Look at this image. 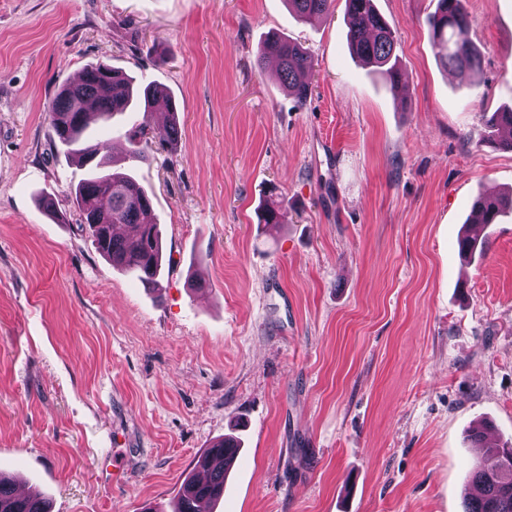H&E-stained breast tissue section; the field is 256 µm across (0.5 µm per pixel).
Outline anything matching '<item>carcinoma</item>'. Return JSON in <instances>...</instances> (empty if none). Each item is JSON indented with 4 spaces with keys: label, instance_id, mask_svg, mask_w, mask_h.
<instances>
[{
    "label": "carcinoma",
    "instance_id": "obj_1",
    "mask_svg": "<svg viewBox=\"0 0 512 512\" xmlns=\"http://www.w3.org/2000/svg\"><path fill=\"white\" fill-rule=\"evenodd\" d=\"M288 8L305 21L328 13L332 0H285ZM347 37L351 51L363 62L374 66L394 90H399L401 70L395 48L397 37L374 0H346ZM432 46L440 64L449 70L476 74L481 57L469 42L468 0H437L428 18ZM259 61L273 59L279 67L281 84L299 103L306 102L309 84L304 81L311 62L298 43L277 34L268 36L258 51ZM130 80L119 69L99 62L84 69L81 79L60 89L50 108V127L54 139L85 169V177L75 188V200L82 223L89 231L95 250L112 266L152 284L162 266V241L158 224L149 219L151 199L128 172L114 168L106 140L84 137L88 125L87 110L108 126L112 119L131 105ZM149 105L160 99L171 104L167 120L157 127H136L126 133L127 159L146 160L142 142L153 138L161 144H173L179 136L177 106L168 88L151 83L142 90ZM491 128L512 129V108L486 117ZM512 210V194L489 191L472 204L467 225L494 224L505 211ZM462 256L483 251L485 242L466 230L460 237ZM240 450L238 440L222 438L198 457L195 467L208 471L206 483L194 475L182 483L174 512H201L202 501L212 502L224 496L228 464ZM472 491L465 495L464 512H512V446L489 445L483 458L470 470ZM0 512H49L42 494L35 490L19 494L15 481L0 474Z\"/></svg>",
    "mask_w": 512,
    "mask_h": 512
}]
</instances>
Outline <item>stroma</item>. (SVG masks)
Segmentation results:
<instances>
[{"mask_svg":"<svg viewBox=\"0 0 512 512\" xmlns=\"http://www.w3.org/2000/svg\"><path fill=\"white\" fill-rule=\"evenodd\" d=\"M406 98L351 53L345 0L298 21L284 0H0V471L52 512H171L235 434L214 512H463L470 434L512 445V213L463 262L512 150V0H468L479 85L440 67L436 0H375ZM301 42L306 105L257 67ZM99 61L174 95L176 144L131 171L152 199L156 287L93 247L83 170L56 142L60 88ZM163 119L133 104L111 130ZM52 194L54 213L39 204ZM281 208L282 224L256 209ZM507 210H512V194L509 193L489 191L473 201L467 230L458 243L462 256L471 257L484 249L485 242L478 236L471 235L473 224H496L497 218Z\"/></svg>","mask_w":512,"mask_h":512,"instance_id":"obj_1","label":"stroma"}]
</instances>
